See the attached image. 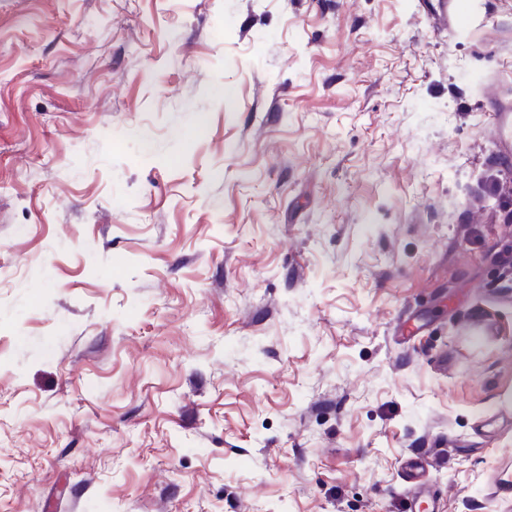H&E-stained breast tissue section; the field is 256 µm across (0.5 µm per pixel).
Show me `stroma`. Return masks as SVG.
Returning a JSON list of instances; mask_svg holds the SVG:
<instances>
[{
    "mask_svg": "<svg viewBox=\"0 0 512 512\" xmlns=\"http://www.w3.org/2000/svg\"><path fill=\"white\" fill-rule=\"evenodd\" d=\"M0 0V512H512V0Z\"/></svg>",
    "mask_w": 512,
    "mask_h": 512,
    "instance_id": "35a3bbf8",
    "label": "stroma"
}]
</instances>
